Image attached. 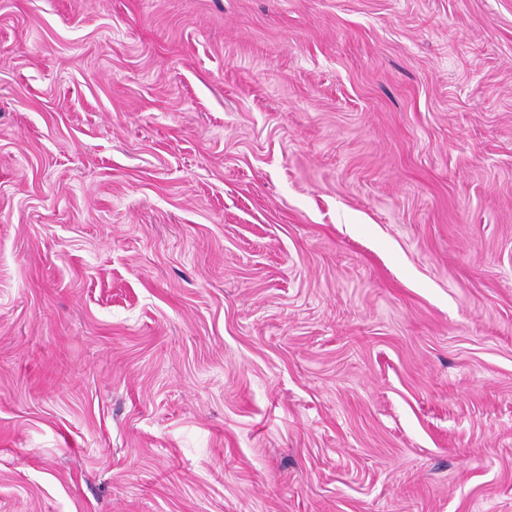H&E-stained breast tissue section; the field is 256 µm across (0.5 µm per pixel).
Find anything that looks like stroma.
Masks as SVG:
<instances>
[{"instance_id": "obj_1", "label": "stroma", "mask_w": 512, "mask_h": 512, "mask_svg": "<svg viewBox=\"0 0 512 512\" xmlns=\"http://www.w3.org/2000/svg\"><path fill=\"white\" fill-rule=\"evenodd\" d=\"M0 512H512V0H0Z\"/></svg>"}]
</instances>
